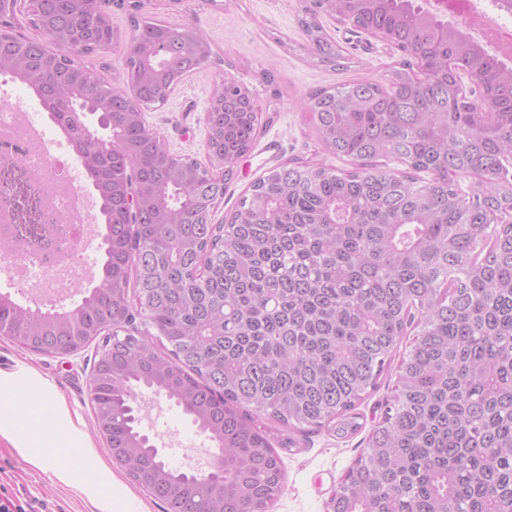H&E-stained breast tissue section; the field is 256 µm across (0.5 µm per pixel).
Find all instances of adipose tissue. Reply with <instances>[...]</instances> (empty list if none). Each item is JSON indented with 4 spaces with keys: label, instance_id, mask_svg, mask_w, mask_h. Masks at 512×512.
<instances>
[{
    "label": "adipose tissue",
    "instance_id": "obj_1",
    "mask_svg": "<svg viewBox=\"0 0 512 512\" xmlns=\"http://www.w3.org/2000/svg\"><path fill=\"white\" fill-rule=\"evenodd\" d=\"M45 388V382L30 372L0 373V440L33 449L32 460L39 466L49 461L47 449L78 445L75 435L56 423L67 412L64 401L47 399Z\"/></svg>",
    "mask_w": 512,
    "mask_h": 512
}]
</instances>
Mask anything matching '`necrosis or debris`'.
<instances>
[{
  "instance_id": "necrosis-or-debris-1",
  "label": "necrosis or debris",
  "mask_w": 512,
  "mask_h": 512,
  "mask_svg": "<svg viewBox=\"0 0 512 512\" xmlns=\"http://www.w3.org/2000/svg\"><path fill=\"white\" fill-rule=\"evenodd\" d=\"M0 150L22 159L26 170L49 186V209L70 227L69 238L55 247L51 267L42 247L19 249L0 240V270L10 287L29 290L37 301L58 303L64 281L84 277L82 233L96 222L94 199L81 184V163L69 153L66 136L21 101L0 106Z\"/></svg>"
}]
</instances>
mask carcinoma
Masks as SVG:
<instances>
[{"instance_id":"carcinoma-1","label":"carcinoma","mask_w":512,"mask_h":512,"mask_svg":"<svg viewBox=\"0 0 512 512\" xmlns=\"http://www.w3.org/2000/svg\"><path fill=\"white\" fill-rule=\"evenodd\" d=\"M29 8L43 38L5 35L0 75L68 137L107 233L99 282L78 301L43 309L0 292V335L53 357L97 343L95 426L128 474L166 512H269L283 474L257 419L358 433V407L412 329L396 394L328 512H512V64L419 0H307L312 57L343 58L328 16L400 59L381 81L303 98L323 149L352 170L281 164L216 224L263 130L252 95L224 74L207 164L171 154L143 112L223 63L199 27L149 21L139 0ZM114 9L131 21L138 106L77 63L111 40ZM142 387L167 392L224 450V477L200 487L147 450L132 406Z\"/></svg>"}]
</instances>
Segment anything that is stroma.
Here are the masks:
<instances>
[{
  "label": "stroma",
  "mask_w": 512,
  "mask_h": 512,
  "mask_svg": "<svg viewBox=\"0 0 512 512\" xmlns=\"http://www.w3.org/2000/svg\"><path fill=\"white\" fill-rule=\"evenodd\" d=\"M304 0H154L147 17L174 24L194 23L214 52L229 62L227 72L253 95L268 126L254 147L234 167L223 201L214 214L222 223L241 195L264 172L300 159L345 168V161L325 152L318 141L301 98L310 90L333 87L356 78L379 79L398 57L381 39L349 31L332 20L323 25L345 50L346 68L331 67L302 49L305 36L298 25ZM272 70L276 87L261 82V70ZM222 69L207 66L187 75L161 106L146 111L147 125L170 152L203 159L207 100L219 83ZM92 350L68 357L39 355L10 338L0 336V371H33L61 395L70 416L79 418L85 437L80 448H61L60 468H38L23 448L0 442V486L8 493L45 503L47 512H163V505L138 485L116 463L93 427L89 377ZM395 373H386L379 388L360 407L363 429L345 440L324 430L294 433L293 447L278 449L284 472L282 491L271 512H327L326 504L339 480L366 446L368 430L382 417L386 400L393 395ZM141 427L150 434L162 459L175 470L192 471L204 457L199 432L182 408L167 398L151 405Z\"/></svg>",
  "instance_id": "1"
}]
</instances>
